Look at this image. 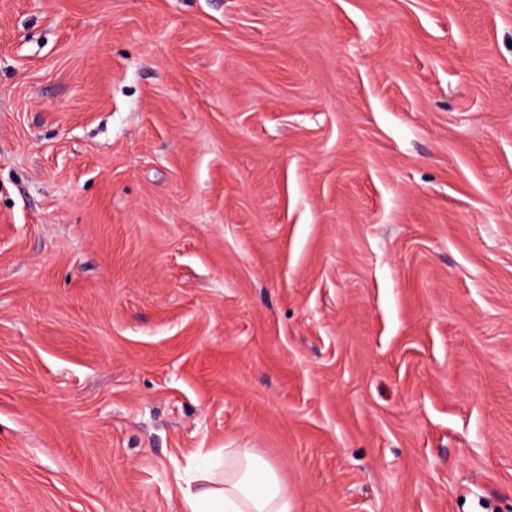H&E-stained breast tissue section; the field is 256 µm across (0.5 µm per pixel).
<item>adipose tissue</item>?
I'll use <instances>...</instances> for the list:
<instances>
[{
  "label": "adipose tissue",
  "mask_w": 512,
  "mask_h": 512,
  "mask_svg": "<svg viewBox=\"0 0 512 512\" xmlns=\"http://www.w3.org/2000/svg\"><path fill=\"white\" fill-rule=\"evenodd\" d=\"M185 512H293L277 467L246 448L224 451L223 466L175 473Z\"/></svg>",
  "instance_id": "adipose-tissue-1"
}]
</instances>
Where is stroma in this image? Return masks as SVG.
<instances>
[{
    "label": "stroma",
    "mask_w": 512,
    "mask_h": 512,
    "mask_svg": "<svg viewBox=\"0 0 512 512\" xmlns=\"http://www.w3.org/2000/svg\"><path fill=\"white\" fill-rule=\"evenodd\" d=\"M512 512V0H0V512ZM217 462L190 475L175 471L184 512H293V499L278 468L246 448H224Z\"/></svg>",
    "instance_id": "1"
}]
</instances>
